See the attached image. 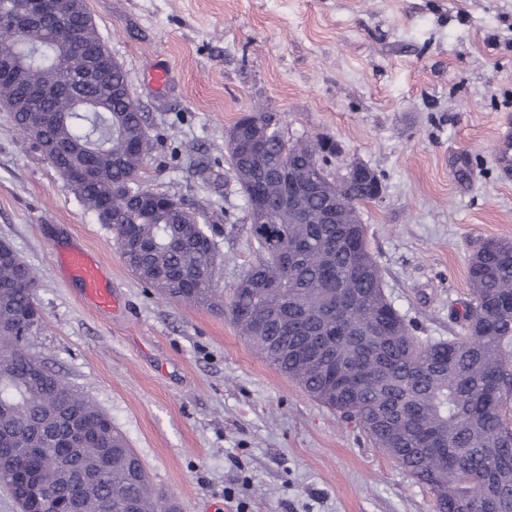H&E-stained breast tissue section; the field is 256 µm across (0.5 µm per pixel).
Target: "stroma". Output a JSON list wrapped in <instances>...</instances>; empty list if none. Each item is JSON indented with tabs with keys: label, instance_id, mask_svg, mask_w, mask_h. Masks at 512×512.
Segmentation results:
<instances>
[{
	"label": "stroma",
	"instance_id": "obj_1",
	"mask_svg": "<svg viewBox=\"0 0 512 512\" xmlns=\"http://www.w3.org/2000/svg\"><path fill=\"white\" fill-rule=\"evenodd\" d=\"M148 118L142 182L231 221L215 286L254 259L224 138L255 104L290 140L339 147L380 178L361 205L387 297L421 340L460 334L469 261L512 238V0H86ZM166 70L156 85L154 71ZM0 241L37 272L25 340L126 436L178 512H437L429 488L355 422L270 368L222 311L160 298L0 109ZM88 249L112 287L97 308L53 255Z\"/></svg>",
	"mask_w": 512,
	"mask_h": 512
}]
</instances>
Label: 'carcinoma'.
Returning a JSON list of instances; mask_svg holds the SVG:
<instances>
[{
    "label": "carcinoma",
    "mask_w": 512,
    "mask_h": 512,
    "mask_svg": "<svg viewBox=\"0 0 512 512\" xmlns=\"http://www.w3.org/2000/svg\"><path fill=\"white\" fill-rule=\"evenodd\" d=\"M0 51L25 62L22 80H0V105L30 136V113L58 123L34 139L63 149L59 163L95 165L74 192L93 213H110L126 266L163 299L226 308L253 350L325 407L356 420L374 445L427 485L440 512H512V240L483 242L468 265L473 299L459 315L464 335L422 341L386 296L357 208L376 200L378 176L352 174L353 197L325 170L336 146L290 141L281 130L258 140L243 130L229 154L247 204L257 259L229 301L213 287L219 259L216 226L184 200L140 184L151 138L123 66L105 83L80 78L98 54L95 26L73 16L64 28L26 18L4 20ZM48 90L37 106L25 83ZM288 166L285 192L278 171ZM266 212L259 224L252 204ZM0 486L31 508L14 471H32L58 498L59 512H159L147 472L112 419L25 350L40 324L34 270L0 242ZM269 282L277 287L268 288ZM78 433L80 442L70 437ZM109 467L105 480L88 475Z\"/></svg>",
    "instance_id": "1"
}]
</instances>
